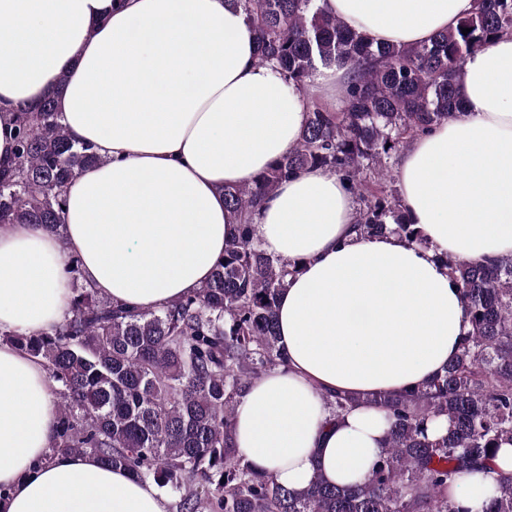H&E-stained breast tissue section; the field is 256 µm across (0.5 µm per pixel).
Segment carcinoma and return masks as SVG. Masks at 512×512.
Segmentation results:
<instances>
[{"label":"carcinoma","instance_id":"carcinoma-1","mask_svg":"<svg viewBox=\"0 0 512 512\" xmlns=\"http://www.w3.org/2000/svg\"><path fill=\"white\" fill-rule=\"evenodd\" d=\"M225 2L253 23L258 64L292 88L304 89L320 63L344 68L342 106H312L286 154L252 183L224 187L238 234L194 293L159 309L114 303L83 283L71 255L70 315L51 334L0 333L42 360L55 383L52 451L92 453L170 490L176 512H470L455 497L457 479L512 444V255L483 266L445 257L469 330L455 360L426 383L367 398L386 413L388 430L361 483H276L236 448L234 414L249 386L285 360L276 306L301 271L259 248L253 215L262 199L320 166L358 199V230L426 245L389 186L392 168L416 136L463 115L457 85L466 58L512 32V0H477L457 27L414 47L373 43L321 0ZM101 160L93 144L69 135L54 96L18 107L14 165L0 171V225L38 224L63 237L66 186ZM324 398L337 416L359 402L331 391ZM440 418L445 432H429ZM483 512H512L511 473Z\"/></svg>","mask_w":512,"mask_h":512}]
</instances>
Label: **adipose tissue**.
Listing matches in <instances>:
<instances>
[{"instance_id": "obj_1", "label": "adipose tissue", "mask_w": 512, "mask_h": 512, "mask_svg": "<svg viewBox=\"0 0 512 512\" xmlns=\"http://www.w3.org/2000/svg\"><path fill=\"white\" fill-rule=\"evenodd\" d=\"M475 0H325L374 43L416 45L472 14ZM55 94L63 125L101 163L66 189L63 236L0 227V328L53 332L68 315L67 255L101 296L159 308L211 276L239 222L224 188L253 181L297 141L310 104L255 55V30L224 0H0V167L13 160L12 113ZM466 114L415 138L398 161L400 199L429 248L366 236L343 181L311 167L255 215L268 255L302 271L282 293L287 362L235 410L234 441L291 489L362 482L385 442V414L333 416L320 396L401 393L460 352L459 291L441 261L512 255V34L471 54ZM42 362L0 343V512H169L154 483L92 454L51 453L58 408ZM512 472V448L465 475L481 512Z\"/></svg>"}]
</instances>
